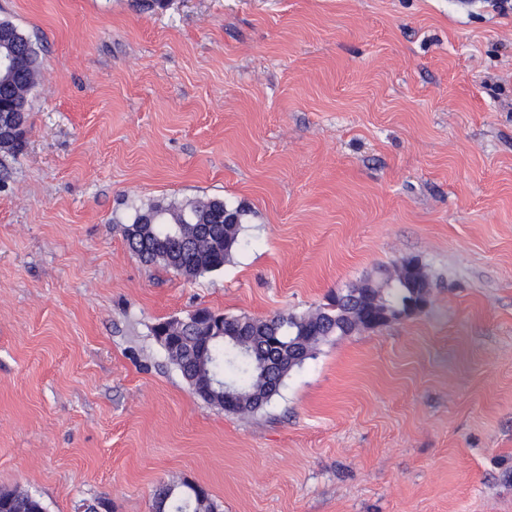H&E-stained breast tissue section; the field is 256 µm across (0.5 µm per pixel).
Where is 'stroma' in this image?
<instances>
[{
    "mask_svg": "<svg viewBox=\"0 0 512 512\" xmlns=\"http://www.w3.org/2000/svg\"><path fill=\"white\" fill-rule=\"evenodd\" d=\"M43 61L0 182V488L46 512H512V12L493 0H0ZM244 206L187 281L119 225ZM418 260L429 306L322 345L263 410L198 399L169 318L299 314ZM156 512H215L217 505L201 486L187 480L163 482L153 494Z\"/></svg>",
    "mask_w": 512,
    "mask_h": 512,
    "instance_id": "1",
    "label": "stroma"
}]
</instances>
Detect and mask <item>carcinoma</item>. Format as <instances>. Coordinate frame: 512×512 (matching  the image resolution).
<instances>
[{"instance_id": "cac0c4a2", "label": "carcinoma", "mask_w": 512, "mask_h": 512, "mask_svg": "<svg viewBox=\"0 0 512 512\" xmlns=\"http://www.w3.org/2000/svg\"><path fill=\"white\" fill-rule=\"evenodd\" d=\"M7 40L0 41V103L17 120L12 140L0 141V180L9 161L25 147L29 95L41 76L42 61L32 38L8 20H0ZM246 211L219 198L185 202L157 200L134 209L122 234L130 250L148 266L160 265L190 280L220 270L239 244ZM361 288L357 296L346 291L303 315L234 316L200 310L195 322L180 328L165 321L154 336L164 337L169 360L195 394L209 405L238 414L265 408L289 373L296 368L297 348L288 337L305 341L314 351L337 336L373 329L374 319L386 307L406 313L413 296L431 292V283L419 264L413 287ZM158 512H217V505L201 486L186 480L162 483L153 494ZM0 512H45L42 501L21 487L0 489Z\"/></svg>"}]
</instances>
